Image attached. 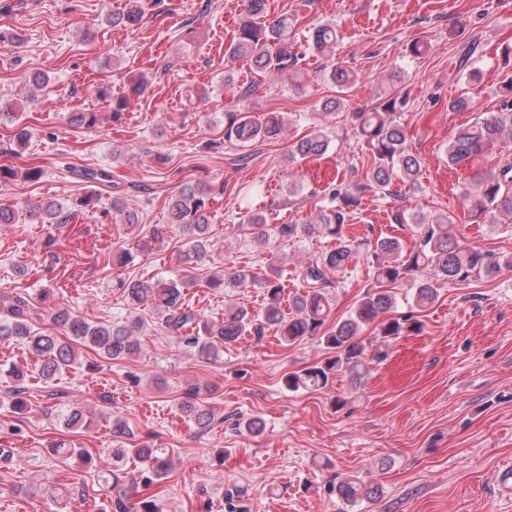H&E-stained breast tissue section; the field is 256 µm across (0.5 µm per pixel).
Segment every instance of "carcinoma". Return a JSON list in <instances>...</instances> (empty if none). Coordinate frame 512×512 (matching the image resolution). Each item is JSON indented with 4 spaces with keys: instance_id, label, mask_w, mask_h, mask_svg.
<instances>
[{
    "instance_id": "carcinoma-1",
    "label": "carcinoma",
    "mask_w": 512,
    "mask_h": 512,
    "mask_svg": "<svg viewBox=\"0 0 512 512\" xmlns=\"http://www.w3.org/2000/svg\"><path fill=\"white\" fill-rule=\"evenodd\" d=\"M143 17L140 0H128L126 10L112 15V23L134 25ZM295 27V19L281 15L268 24L252 20L243 22L235 39L224 52L225 62L246 60L259 71L266 72L294 83L304 74L306 59L314 53L323 54L336 46L338 34L335 25L317 26L309 39V46L302 53L288 50V41ZM329 80L336 85L337 95L325 102L322 122L302 138L292 142L288 158L305 160L327 153L332 138L324 119L345 106V96L357 83V74L340 62L331 64ZM145 86L143 79L129 84L127 92L114 95L109 89L98 92L104 109L114 115L124 111L130 98L139 95ZM405 106V99L390 97L379 106L365 112L352 113L353 130L360 146L368 152L370 167L365 182L354 188L338 187L330 190L327 204L323 205L313 222L305 224H276L266 231L262 226L266 218L259 212L248 216V223L260 229L257 241L269 251L288 246L305 235L318 234L329 240L332 247L311 258L302 269V280L307 291L284 300V285L278 268L269 263L259 272L223 270L206 281V287L226 293L245 288H260L264 293V311L261 323L249 318V313L236 304L224 311V319L209 321L184 302L183 290L195 283L191 273L196 263L208 252L209 213L215 197L224 193V186L197 183L183 187L170 199L167 222L178 226L189 249L185 253L186 268L179 279L125 280L113 284L129 308L127 320L117 323H89L57 303L51 289L38 295L41 305L48 308L51 322L63 328L68 341L35 331L30 324L34 310L33 298L27 293L0 297V342L18 340L42 358L39 374L44 379L53 378L63 368L72 365L83 350L95 356L90 366L102 360L116 361L142 351L138 336L144 326L138 310L151 306L164 313V324L173 338L195 347L201 353L219 358L222 349L239 343L246 335L261 336L268 329L278 340L288 346L308 337L320 338L324 348L333 353L323 364L307 367L284 377V387L289 391L327 390L333 379L344 375L356 385L365 376L369 359L382 354L381 346L365 342L363 331L374 327L375 338L387 342L404 333H418L423 324L418 313L434 304L442 287L450 282L463 281L475 275H489L503 268H512V255L493 257L475 247L463 245L450 231L452 220L445 214L432 217L415 215L418 236L415 242L404 246L391 236L377 237L373 241H359L344 232L349 212L361 204L367 191L385 192L392 182L400 181L410 187L418 185L420 161L411 151L405 127L398 111ZM103 113L74 112L70 122L79 128L98 127ZM284 126L280 113L266 112L255 116L244 108L224 112V141L238 147H247L260 140L279 137ZM495 144L512 145V102L506 100L498 112H490L474 124L461 129L448 146V162L462 166L482 155ZM45 175L40 165H31L23 171L0 166V189L22 177L28 182H38ZM466 196L472 198L475 217L495 224L500 217L512 221V165L479 177L475 184L463 186ZM94 193L76 197L68 211L55 201H44L26 206L25 213L33 224H64L75 215L96 208ZM112 209L122 218L126 241L120 245L112 259L123 265L136 254L153 251L164 227L154 226L143 232L139 214L128 210L118 201ZM372 273L373 282L358 300L353 311L329 330L324 329L331 308L333 276L344 274L358 256ZM415 280L413 302L410 310L399 317L387 313L396 308L395 289L407 279ZM288 306H283V303ZM14 385L8 393L11 407L22 410L26 404V373L13 371ZM198 391L193 389L180 404V410L196 427L205 432L215 422L212 410L199 402ZM64 425L71 430L85 429L88 422L83 410L73 407L63 416ZM113 458L135 460L144 464L140 479L130 481L115 471L105 478L107 494L99 512H161L159 487L168 474L171 451L168 448H151L135 442H124L112 449ZM336 498L347 506L375 502L382 495V488L373 485L359 474H347L333 487ZM247 491L233 486L226 490L228 512H246L241 505Z\"/></svg>"
}]
</instances>
